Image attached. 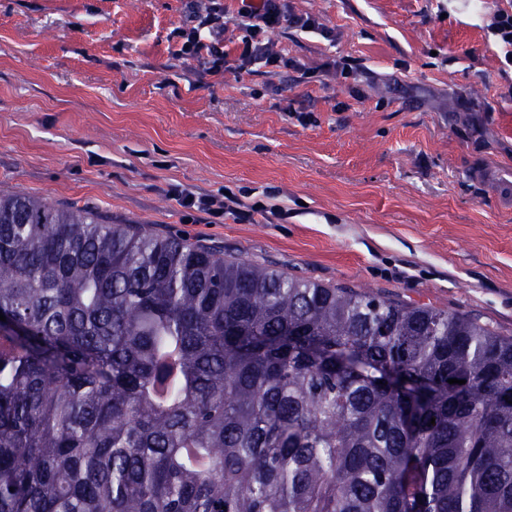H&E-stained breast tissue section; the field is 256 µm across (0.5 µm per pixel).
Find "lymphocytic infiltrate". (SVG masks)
Listing matches in <instances>:
<instances>
[{"label": "lymphocytic infiltrate", "mask_w": 512, "mask_h": 512, "mask_svg": "<svg viewBox=\"0 0 512 512\" xmlns=\"http://www.w3.org/2000/svg\"><path fill=\"white\" fill-rule=\"evenodd\" d=\"M237 10L228 13L223 0H184L186 20L174 31L181 44L176 58L197 62L201 77H220L225 70L252 71L254 66L270 73L296 68L265 42L267 31L315 33L332 40L333 33L308 13L295 12L288 0H236Z\"/></svg>", "instance_id": "lymphocytic-infiltrate-1"}]
</instances>
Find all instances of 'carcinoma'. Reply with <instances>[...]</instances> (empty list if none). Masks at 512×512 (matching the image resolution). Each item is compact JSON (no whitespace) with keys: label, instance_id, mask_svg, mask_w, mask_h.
<instances>
[{"label":"carcinoma","instance_id":"1","mask_svg":"<svg viewBox=\"0 0 512 512\" xmlns=\"http://www.w3.org/2000/svg\"><path fill=\"white\" fill-rule=\"evenodd\" d=\"M0 312V512H512V338L462 313L14 193Z\"/></svg>","mask_w":512,"mask_h":512}]
</instances>
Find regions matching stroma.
Returning a JSON list of instances; mask_svg holds the SVG:
<instances>
[{
    "label": "stroma",
    "mask_w": 512,
    "mask_h": 512,
    "mask_svg": "<svg viewBox=\"0 0 512 512\" xmlns=\"http://www.w3.org/2000/svg\"><path fill=\"white\" fill-rule=\"evenodd\" d=\"M292 5L335 44L273 31L298 69L216 81L172 55L180 0H0V192L512 337V67L487 31L494 0ZM331 56L351 77L322 71ZM179 190L284 215L215 218Z\"/></svg>",
    "instance_id": "1"
}]
</instances>
